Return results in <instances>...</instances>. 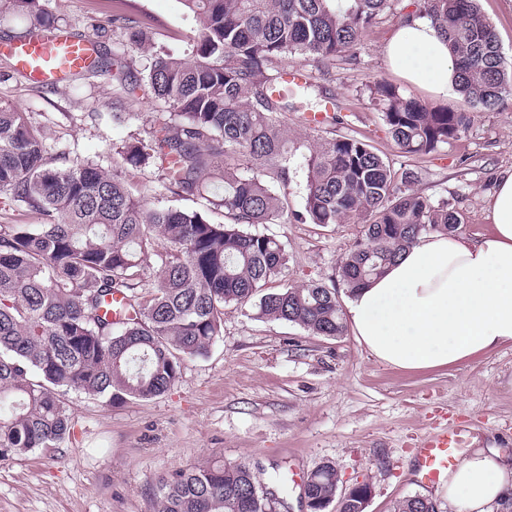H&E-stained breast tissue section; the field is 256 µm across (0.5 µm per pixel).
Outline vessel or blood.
Wrapping results in <instances>:
<instances>
[{"instance_id": "vessel-or-blood-1", "label": "vessel or blood", "mask_w": 512, "mask_h": 512, "mask_svg": "<svg viewBox=\"0 0 512 512\" xmlns=\"http://www.w3.org/2000/svg\"><path fill=\"white\" fill-rule=\"evenodd\" d=\"M8 51L15 57V68L22 76L52 85L86 65L92 54V41L48 31L14 43ZM458 445L459 435L452 430L434 432L424 438L415 450L421 482L430 484L438 480L451 467Z\"/></svg>"}]
</instances>
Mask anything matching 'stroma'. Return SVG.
Instances as JSON below:
<instances>
[{
    "instance_id": "1",
    "label": "stroma",
    "mask_w": 512,
    "mask_h": 512,
    "mask_svg": "<svg viewBox=\"0 0 512 512\" xmlns=\"http://www.w3.org/2000/svg\"><path fill=\"white\" fill-rule=\"evenodd\" d=\"M60 29L95 38L112 54V12L123 8L145 22L154 42L184 53L196 23L178 0H46ZM417 0H396L367 32L355 58L303 62L342 123L312 128L300 113L283 119L293 161L288 203L302 209L305 159L327 139L347 136L371 145L395 169L419 174L417 187L447 198L463 211L462 237L493 231L485 210L499 176L512 170V106L478 112L469 129L436 152L409 156L388 133L370 87L387 82L407 96L441 99L415 87L387 64L384 48L415 15ZM28 113L46 132L49 153L88 160L118 171L144 190L155 206L201 209L196 199L165 190L155 165L132 167L114 154L122 141L141 138L143 116L158 111L150 95L137 105L142 117L115 122L112 78L98 74L51 91H29L6 51H0V100ZM445 104L464 108L449 92ZM360 224H267L288 249V280L297 286L338 283V261L358 238ZM72 414L68 438L53 448L0 460V512H150L158 478L219 458L257 465L260 481L275 467L305 478L317 466L335 464L340 492L365 483L372 490L366 512H394L420 494L437 512L448 501L420 483L413 448L428 433L463 429L460 454L494 448L512 457V342L445 367L400 370L379 362L353 333L340 338L310 335L302 327L258 318L252 307L224 309V334L205 358L185 359L162 397L110 405L77 391L62 396Z\"/></svg>"
}]
</instances>
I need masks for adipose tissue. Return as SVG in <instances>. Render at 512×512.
Instances as JSON below:
<instances>
[{
	"instance_id": "1",
	"label": "adipose tissue",
	"mask_w": 512,
	"mask_h": 512,
	"mask_svg": "<svg viewBox=\"0 0 512 512\" xmlns=\"http://www.w3.org/2000/svg\"><path fill=\"white\" fill-rule=\"evenodd\" d=\"M390 67L410 84L447 95L454 69L446 42L413 21L385 46ZM492 235L429 234L384 274L354 290L347 317L379 361L403 370L449 366L512 341V172L488 196ZM453 512H498L512 492V459L478 449L462 456L438 487Z\"/></svg>"
}]
</instances>
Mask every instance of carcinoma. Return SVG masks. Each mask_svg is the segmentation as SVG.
<instances>
[{
    "label": "carcinoma",
    "mask_w": 512,
    "mask_h": 512,
    "mask_svg": "<svg viewBox=\"0 0 512 512\" xmlns=\"http://www.w3.org/2000/svg\"><path fill=\"white\" fill-rule=\"evenodd\" d=\"M197 23L188 52H152L133 73L128 56L146 49L137 21L112 14L123 52L112 58L113 95L122 121L138 116L148 91L167 118L151 140H130L115 153L139 167L164 163L162 184L224 213V223L198 210L153 207L118 173L50 154L43 131L26 113L0 103V196L42 219L0 224V458L50 448L70 434L62 390L106 403L150 400L176 382L188 357H204L224 335V307L301 326L313 336L347 332L336 287L269 289L286 277L288 253L259 224L360 223L361 236L339 261L346 292L385 272L404 249L429 234L465 223L448 200L414 188L417 175L395 170L361 141L339 136L306 157L303 210L289 211L288 148L280 116L297 111L280 80L298 61L346 59L393 0H178ZM446 39L458 74L455 91L474 108L494 111L512 97L507 65L477 0H419ZM30 22L32 36L54 19L42 0H0V17ZM372 100L403 154H429L458 138L471 116L401 94L389 83ZM122 301L112 312V297ZM308 512H365L361 496L339 493L336 466L309 475ZM288 508V483L265 484L248 462L211 459L160 478L153 512H269ZM395 512H436L416 494Z\"/></svg>",
    "instance_id": "carcinoma-1"
}]
</instances>
